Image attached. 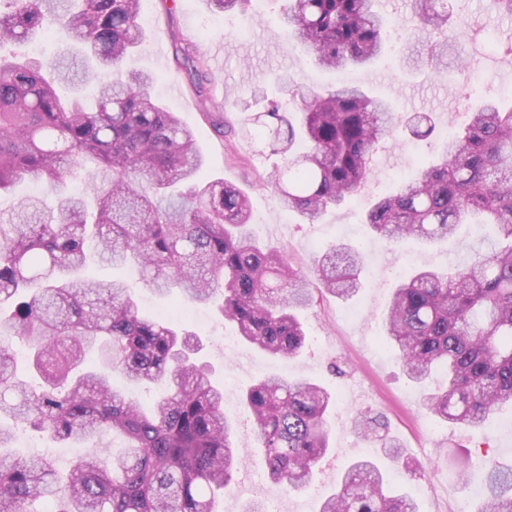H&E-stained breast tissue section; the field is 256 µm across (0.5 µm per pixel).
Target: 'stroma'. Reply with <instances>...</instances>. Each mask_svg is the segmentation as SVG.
Here are the masks:
<instances>
[{"label":"stroma","instance_id":"stroma-1","mask_svg":"<svg viewBox=\"0 0 512 512\" xmlns=\"http://www.w3.org/2000/svg\"><path fill=\"white\" fill-rule=\"evenodd\" d=\"M377 8L389 21L387 33L395 51L369 66L333 73L313 65L280 34L275 0H258L248 16L228 19L214 13L208 0H175L170 9L163 0H140L146 37L136 64L155 76L154 93L193 130L205 157L201 179L221 178L240 187L249 198L251 234L261 244L284 250L305 274H312L316 259L338 243L352 245L364 256L358 294L346 301L325 294L304 309L301 316L309 344L299 355L285 359L270 357L241 340L234 350H224L221 339L234 335L232 324L216 319L206 308L185 310L176 299L157 296L133 281L147 314L189 323L202 338L200 359L209 365L212 380L224 388V413L234 424L242 452L233 487L216 495L215 512H243L249 495L265 499L270 512H319L344 468L359 458L381 461L390 485L415 496L421 512H475L484 491L479 447L491 446L500 462L512 461L511 408L493 415L483 432L460 431L427 417L418 387L380 340L394 288L418 269L446 270L467 261L494 243L491 227L464 224L446 241L388 245L363 222L369 201L394 189L403 177L433 164L447 132L467 123L480 101L512 103V54L505 49L512 41V17L494 12L490 0H448V27L458 37L448 56V71L439 75L427 67L425 50L414 38L418 21L412 0H377ZM483 32L497 34L499 50L485 52L479 38ZM177 37L190 42L217 77L210 91V111H202L185 71L172 65ZM279 75L294 78L306 90L330 84L361 86L391 103L398 113L431 114L435 131L427 138L399 137L395 146L374 156L362 192L328 210L316 223H304L280 204L268 183L269 173L282 166V157L248 135L263 110L255 88L264 85L275 90L274 79ZM175 83L181 88L177 96L170 92ZM220 125L235 128L236 137L219 135ZM270 374L320 381L336 397L329 417V450L317 464L310 485L299 492L282 490L268 481L261 451L252 440L251 413L242 400L249 385ZM361 410L385 417L391 436L405 454L427 468L425 478L409 479L399 467L383 460L379 443L353 427L352 418ZM51 446V440L41 434L18 427L15 450L52 454L62 471L76 456L95 454L99 441L90 438L80 447H65L55 454ZM459 468L467 471V479L456 477Z\"/></svg>","mask_w":512,"mask_h":512}]
</instances>
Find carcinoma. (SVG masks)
<instances>
[{"mask_svg": "<svg viewBox=\"0 0 512 512\" xmlns=\"http://www.w3.org/2000/svg\"><path fill=\"white\" fill-rule=\"evenodd\" d=\"M220 13L247 15L250 0H210ZM375 0H282L279 26L319 68L362 67L387 48V20ZM422 28L445 32L444 0H413ZM140 0H0V195L33 179L58 192L53 207L25 198L0 222V512H213L214 493L231 490L240 446L224 415V389L198 361L202 343L185 326L144 316L121 280L85 281L89 243L104 266L131 265L144 285L210 305L245 342L276 358L306 345L298 312L327 292L340 300L363 283L362 254L336 249L316 266L319 287L280 249L248 231L245 193L224 180L200 181L195 135L152 93L153 75L134 66L145 32ZM58 28L74 41L48 60L23 45ZM448 38L427 45L440 68ZM198 88L212 82L204 58L175 48ZM283 99L257 117V135L286 156L271 175L280 202L312 224L356 196L370 163L399 129L434 131L429 114L396 115L359 86L304 91L285 76ZM85 174L83 195L63 194ZM394 245L431 243L461 224H492L499 246L448 271H415L395 289L383 342L422 392V409L451 427L478 429L512 406V106L483 101L448 134L440 159L364 216ZM39 382L17 375L15 346ZM437 368L445 384L431 389ZM112 369L134 383L163 387L149 412L110 385ZM268 477L306 488L328 449L333 397L308 380L265 376L243 392ZM367 437L384 424L366 411ZM79 444L118 433L127 450L78 458L62 472L42 456L4 452L17 427ZM396 463L405 453L380 434ZM484 494L475 512H512V465L483 460ZM321 512H419L407 492L388 487L371 460L351 462Z\"/></svg>", "mask_w": 512, "mask_h": 512, "instance_id": "obj_1", "label": "carcinoma"}]
</instances>
